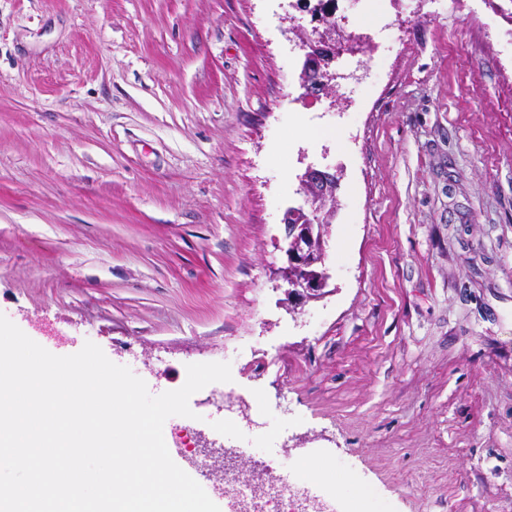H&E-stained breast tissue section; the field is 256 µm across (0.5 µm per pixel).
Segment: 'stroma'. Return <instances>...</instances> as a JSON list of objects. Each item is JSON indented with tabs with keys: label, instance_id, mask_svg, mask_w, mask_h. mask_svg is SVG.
Returning a JSON list of instances; mask_svg holds the SVG:
<instances>
[{
	"label": "stroma",
	"instance_id": "obj_1",
	"mask_svg": "<svg viewBox=\"0 0 512 512\" xmlns=\"http://www.w3.org/2000/svg\"><path fill=\"white\" fill-rule=\"evenodd\" d=\"M334 0L371 48L307 94L297 0H0V313L180 388L163 428L285 465L300 503L512 512V23L489 0ZM404 30L390 46L386 30ZM343 177L324 298L289 311L298 176Z\"/></svg>",
	"mask_w": 512,
	"mask_h": 512
}]
</instances>
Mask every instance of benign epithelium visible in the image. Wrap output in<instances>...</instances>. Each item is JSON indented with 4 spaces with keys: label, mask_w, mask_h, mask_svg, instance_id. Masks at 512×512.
I'll return each mask as SVG.
<instances>
[{
    "label": "benign epithelium",
    "mask_w": 512,
    "mask_h": 512,
    "mask_svg": "<svg viewBox=\"0 0 512 512\" xmlns=\"http://www.w3.org/2000/svg\"><path fill=\"white\" fill-rule=\"evenodd\" d=\"M322 24L312 34H300L306 48L300 73L301 85L310 92H336L337 80L347 75L336 71V61L361 51V42L345 36L336 26L334 13L324 4L312 10ZM303 203L288 207L283 215L285 254L288 265L280 269L288 284L287 300L292 309L325 295L330 274L326 267L329 225L338 207L339 172L329 166H308L299 175Z\"/></svg>",
    "instance_id": "7a95c632"
}]
</instances>
